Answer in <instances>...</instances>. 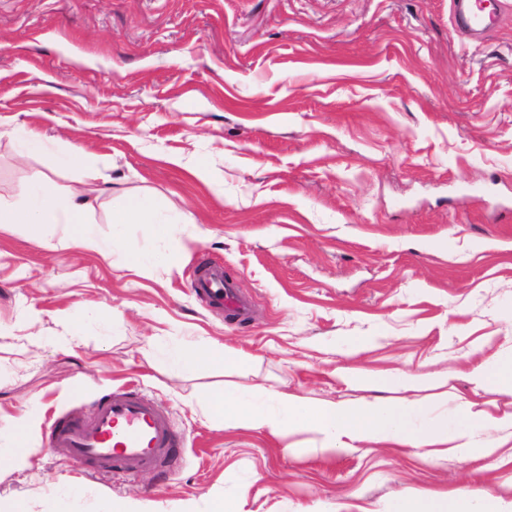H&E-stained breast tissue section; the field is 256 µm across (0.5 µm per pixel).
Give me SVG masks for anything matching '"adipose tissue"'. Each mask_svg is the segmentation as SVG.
Returning a JSON list of instances; mask_svg holds the SVG:
<instances>
[{
  "label": "adipose tissue",
  "instance_id": "obj_1",
  "mask_svg": "<svg viewBox=\"0 0 512 512\" xmlns=\"http://www.w3.org/2000/svg\"><path fill=\"white\" fill-rule=\"evenodd\" d=\"M93 212L89 199L58 194L51 181L38 179L27 186L19 200L0 204V224L23 225L29 237L39 241L45 240L47 225L58 224L62 227L59 246L74 244L98 252L103 242ZM162 221L159 207L145 194L121 195L111 211L118 234L128 224ZM169 359L175 368L188 371L219 363L233 365L240 356L211 343H196L172 349ZM335 375L345 384H365L375 392V399L359 403L308 401L284 391L247 394L224 387L202 394L199 405L209 419L228 428L266 430L277 436L305 430L314 435L320 451L327 454L386 445L418 449L429 460L450 458L473 465L497 456L512 441V411H492L470 404L450 416L411 398V391L419 385L413 375L366 373L354 368L337 369ZM468 376L476 387H489L512 397V352L473 365ZM396 386L408 391V398L397 402L381 399V392ZM392 512H493V497L471 487L420 497L405 495L395 500Z\"/></svg>",
  "mask_w": 512,
  "mask_h": 512
}]
</instances>
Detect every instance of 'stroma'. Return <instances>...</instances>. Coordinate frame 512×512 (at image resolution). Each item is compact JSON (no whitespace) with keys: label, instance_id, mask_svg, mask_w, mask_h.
<instances>
[{"label":"stroma","instance_id":"stroma-1","mask_svg":"<svg viewBox=\"0 0 512 512\" xmlns=\"http://www.w3.org/2000/svg\"><path fill=\"white\" fill-rule=\"evenodd\" d=\"M494 2L496 25L469 37L451 0H0V200L38 176L79 187L53 156L20 154L27 130L93 162L103 239L115 194L181 219L179 266L146 271L122 250L165 253L149 224L108 252L0 227V449L19 415L36 419L31 466L0 469V503L203 512L221 493L240 512H388L469 485L512 512L508 455L477 474L413 448L325 456L310 433L227 429L197 403L224 385L357 402L368 390L334 377L349 364L424 377L417 396L441 411L512 409L467 376L512 350V0ZM207 265L249 319L191 292ZM201 339L243 363L183 373L162 354ZM128 385L184 439L172 476L87 474L47 447L55 416Z\"/></svg>","mask_w":512,"mask_h":512}]
</instances>
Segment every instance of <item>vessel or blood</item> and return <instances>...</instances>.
I'll return each mask as SVG.
<instances>
[{"mask_svg": "<svg viewBox=\"0 0 512 512\" xmlns=\"http://www.w3.org/2000/svg\"><path fill=\"white\" fill-rule=\"evenodd\" d=\"M452 19L457 31L472 37L491 26L490 16L471 0H452ZM192 287L215 306L238 316L247 312L221 269L197 275ZM47 445L67 449L72 459L94 469L132 475L160 469L177 454L180 440L168 414L157 403L122 387L98 397L87 416L57 418L48 430Z\"/></svg>", "mask_w": 512, "mask_h": 512, "instance_id": "b4317fda", "label": "vessel or blood"}]
</instances>
